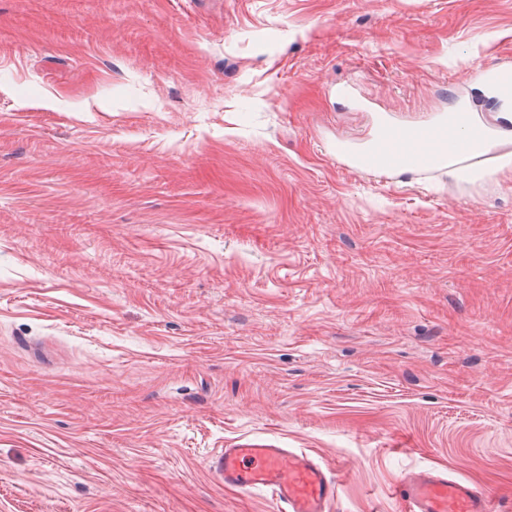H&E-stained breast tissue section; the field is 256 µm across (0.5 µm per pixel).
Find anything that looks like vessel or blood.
Here are the masks:
<instances>
[{
	"label": "vessel or blood",
	"instance_id": "1",
	"mask_svg": "<svg viewBox=\"0 0 512 512\" xmlns=\"http://www.w3.org/2000/svg\"><path fill=\"white\" fill-rule=\"evenodd\" d=\"M473 76L512 99V64L499 61L474 70ZM447 130L444 114L422 126L386 119L379 137L367 148L337 143L336 161L357 172L387 174L410 168L423 174L447 161ZM209 467L225 486L239 492L270 491L272 512H331L336 502V477L316 457L266 439L228 443L216 451ZM395 493L407 512H492L487 493L444 470L409 473L401 478Z\"/></svg>",
	"mask_w": 512,
	"mask_h": 512
}]
</instances>
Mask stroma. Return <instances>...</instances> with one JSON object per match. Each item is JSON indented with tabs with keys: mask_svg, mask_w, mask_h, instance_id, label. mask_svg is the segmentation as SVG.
Wrapping results in <instances>:
<instances>
[{
	"mask_svg": "<svg viewBox=\"0 0 512 512\" xmlns=\"http://www.w3.org/2000/svg\"><path fill=\"white\" fill-rule=\"evenodd\" d=\"M512 58V0H0V512H270L218 448L512 512V171L364 174ZM395 494L408 512H492L489 495L448 475L447 470H420L401 478Z\"/></svg>",
	"mask_w": 512,
	"mask_h": 512,
	"instance_id": "obj_1",
	"label": "stroma"
}]
</instances>
